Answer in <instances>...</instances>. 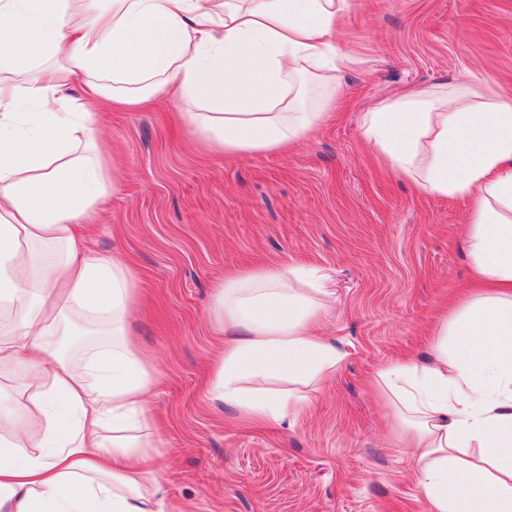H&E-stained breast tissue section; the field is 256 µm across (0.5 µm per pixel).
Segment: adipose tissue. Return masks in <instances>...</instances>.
<instances>
[{
    "label": "adipose tissue",
    "mask_w": 512,
    "mask_h": 512,
    "mask_svg": "<svg viewBox=\"0 0 512 512\" xmlns=\"http://www.w3.org/2000/svg\"><path fill=\"white\" fill-rule=\"evenodd\" d=\"M350 0H0V512H172L153 475L132 343L136 277L86 248L110 193L89 145L103 101L169 93L206 146L239 156L299 145L336 105L353 63L336 31ZM64 63H52L58 51ZM79 94H71L72 83ZM373 153L417 193L460 197L473 281L440 314L428 364L374 376L393 407L429 512H512V99L463 80L363 117ZM313 266L225 277L214 396L265 425L308 400L339 355L313 330L328 294Z\"/></svg>",
    "instance_id": "ef3b65f1"
}]
</instances>
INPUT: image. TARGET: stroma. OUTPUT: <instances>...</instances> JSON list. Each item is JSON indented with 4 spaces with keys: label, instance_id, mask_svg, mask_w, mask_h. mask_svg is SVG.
Masks as SVG:
<instances>
[{
    "label": "stroma",
    "instance_id": "1",
    "mask_svg": "<svg viewBox=\"0 0 512 512\" xmlns=\"http://www.w3.org/2000/svg\"><path fill=\"white\" fill-rule=\"evenodd\" d=\"M354 63L342 106L288 152L203 147L162 95L106 109L98 138L113 186L83 234L137 275L131 327L153 383L156 470L180 512H428L376 370L428 359L439 309L472 276L457 197H423L369 151L364 112L409 91L468 80L512 95V0H350L338 32ZM320 267L334 302L321 323L340 360L298 386L309 410L242 422L211 394L224 344V277Z\"/></svg>",
    "mask_w": 512,
    "mask_h": 512
}]
</instances>
